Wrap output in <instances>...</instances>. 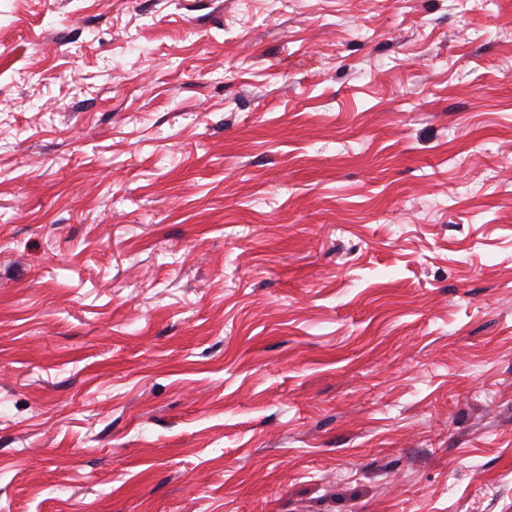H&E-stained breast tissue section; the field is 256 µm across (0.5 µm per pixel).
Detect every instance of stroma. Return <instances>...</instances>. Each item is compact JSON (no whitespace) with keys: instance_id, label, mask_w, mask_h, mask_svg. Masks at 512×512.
<instances>
[{"instance_id":"35a3bbf8","label":"stroma","mask_w":512,"mask_h":512,"mask_svg":"<svg viewBox=\"0 0 512 512\" xmlns=\"http://www.w3.org/2000/svg\"><path fill=\"white\" fill-rule=\"evenodd\" d=\"M0 512H512V0H0Z\"/></svg>"}]
</instances>
